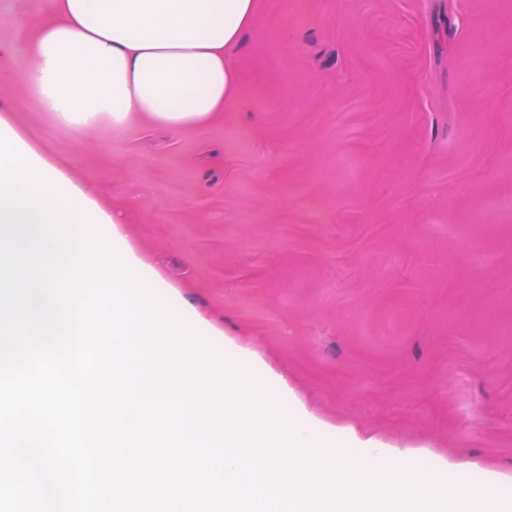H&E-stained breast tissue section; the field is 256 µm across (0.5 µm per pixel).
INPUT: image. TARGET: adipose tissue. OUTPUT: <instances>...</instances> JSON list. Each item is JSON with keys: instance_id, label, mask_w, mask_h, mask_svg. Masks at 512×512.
<instances>
[{"instance_id": "ef3b65f1", "label": "adipose tissue", "mask_w": 512, "mask_h": 512, "mask_svg": "<svg viewBox=\"0 0 512 512\" xmlns=\"http://www.w3.org/2000/svg\"><path fill=\"white\" fill-rule=\"evenodd\" d=\"M256 9V0H47L43 18L27 37L31 65L24 83L39 110L78 137L104 126H126L136 117L188 131L233 106L239 78L232 54ZM0 120L64 181L65 193L54 197L53 211L72 224L83 211L104 221L134 277L148 282L170 313L210 337L213 348L230 353L274 405L287 407L289 417L300 421L302 433L370 469L393 466L475 512H512V481L497 471L418 454L321 420L282 374L216 337L206 320L181 304L170 284L137 256L120 230V215L101 202L92 182L73 179L69 166L19 127L12 112L1 111Z\"/></svg>"}]
</instances>
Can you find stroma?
Masks as SVG:
<instances>
[{
  "label": "stroma",
  "instance_id": "1",
  "mask_svg": "<svg viewBox=\"0 0 512 512\" xmlns=\"http://www.w3.org/2000/svg\"><path fill=\"white\" fill-rule=\"evenodd\" d=\"M45 4L0 0V109L183 303L322 420L512 478V0H257L230 111L79 139L24 86Z\"/></svg>",
  "mask_w": 512,
  "mask_h": 512
}]
</instances>
